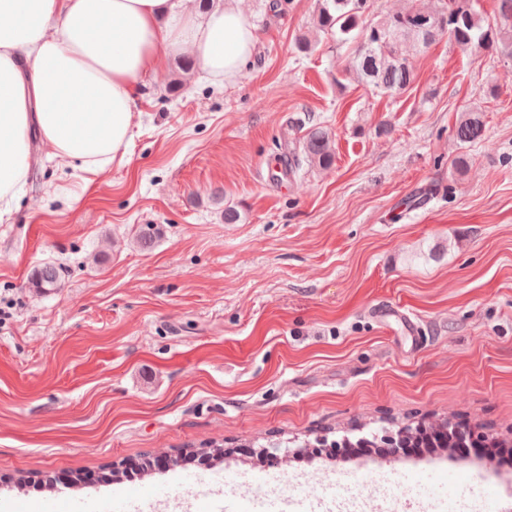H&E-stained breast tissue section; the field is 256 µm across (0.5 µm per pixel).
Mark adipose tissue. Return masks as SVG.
<instances>
[{
    "mask_svg": "<svg viewBox=\"0 0 512 512\" xmlns=\"http://www.w3.org/2000/svg\"><path fill=\"white\" fill-rule=\"evenodd\" d=\"M257 40L238 0L206 12L193 0H0V217L31 169V131L53 157L104 172L168 55L188 54L221 84Z\"/></svg>",
    "mask_w": 512,
    "mask_h": 512,
    "instance_id": "1",
    "label": "adipose tissue"
}]
</instances>
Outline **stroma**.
Returning a JSON list of instances; mask_svg holds the SVG:
<instances>
[{"instance_id": "obj_1", "label": "stroma", "mask_w": 512, "mask_h": 512, "mask_svg": "<svg viewBox=\"0 0 512 512\" xmlns=\"http://www.w3.org/2000/svg\"><path fill=\"white\" fill-rule=\"evenodd\" d=\"M242 6L259 36L244 69L174 92L171 55L104 172L32 145L0 219V512L137 483L185 512L216 471L243 512L505 505L512 464L444 446L392 457L381 439L448 422L512 448V60L443 38L408 49L411 89L380 95L315 31L317 0ZM474 103L486 130L458 174L453 131ZM315 125L332 168L271 185ZM45 262L57 292L30 286ZM346 438L370 445L318 448ZM207 442L223 457L182 460ZM273 445L276 461L258 456ZM134 461L138 482H103Z\"/></svg>"}]
</instances>
